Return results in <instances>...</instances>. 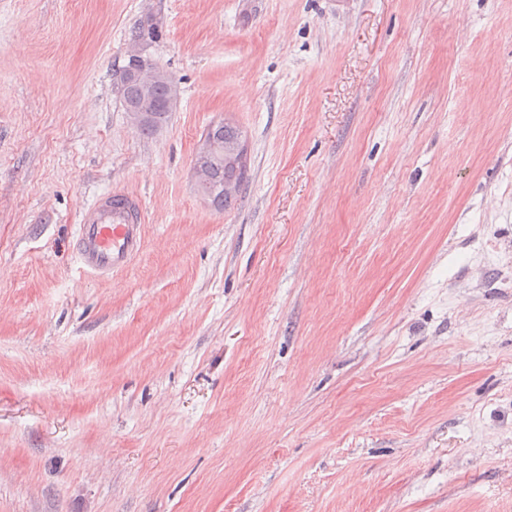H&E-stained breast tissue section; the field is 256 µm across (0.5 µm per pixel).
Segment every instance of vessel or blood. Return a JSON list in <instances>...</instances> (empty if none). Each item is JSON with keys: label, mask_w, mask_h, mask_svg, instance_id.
Listing matches in <instances>:
<instances>
[{"label": "vessel or blood", "mask_w": 512, "mask_h": 512, "mask_svg": "<svg viewBox=\"0 0 512 512\" xmlns=\"http://www.w3.org/2000/svg\"><path fill=\"white\" fill-rule=\"evenodd\" d=\"M142 243V203L138 197L111 192L82 211L76 251L87 275L111 277L129 265Z\"/></svg>", "instance_id": "vessel-or-blood-1"}]
</instances>
